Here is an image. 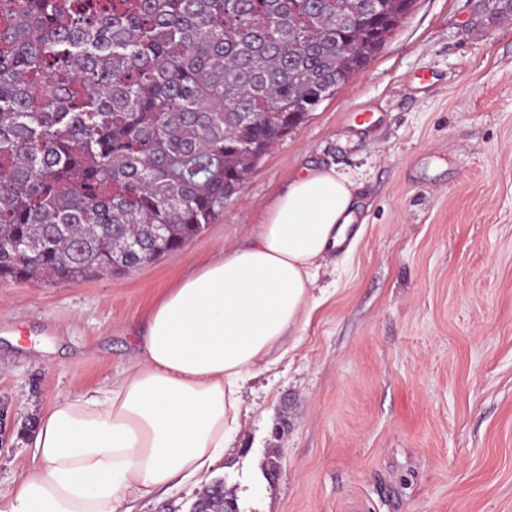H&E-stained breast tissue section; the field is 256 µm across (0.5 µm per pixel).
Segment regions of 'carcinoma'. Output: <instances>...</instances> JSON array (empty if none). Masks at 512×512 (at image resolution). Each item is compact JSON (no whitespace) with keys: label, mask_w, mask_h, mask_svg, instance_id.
<instances>
[{"label":"carcinoma","mask_w":512,"mask_h":512,"mask_svg":"<svg viewBox=\"0 0 512 512\" xmlns=\"http://www.w3.org/2000/svg\"><path fill=\"white\" fill-rule=\"evenodd\" d=\"M412 3L343 27L363 0H0V277L78 284L139 265L131 239L178 252Z\"/></svg>","instance_id":"cac0c4a2"}]
</instances>
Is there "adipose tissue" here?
Listing matches in <instances>:
<instances>
[{
	"label": "adipose tissue",
	"mask_w": 512,
	"mask_h": 512,
	"mask_svg": "<svg viewBox=\"0 0 512 512\" xmlns=\"http://www.w3.org/2000/svg\"><path fill=\"white\" fill-rule=\"evenodd\" d=\"M355 211L336 170L293 177L244 245L164 289L133 366L41 415L33 465L0 491V512H131L129 500L211 484L242 427L245 383L319 305L317 271L346 245Z\"/></svg>",
	"instance_id": "obj_1"
}]
</instances>
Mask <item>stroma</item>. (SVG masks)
Instances as JSON below:
<instances>
[{
	"label": "stroma",
	"mask_w": 512,
	"mask_h": 512,
	"mask_svg": "<svg viewBox=\"0 0 512 512\" xmlns=\"http://www.w3.org/2000/svg\"><path fill=\"white\" fill-rule=\"evenodd\" d=\"M492 8L414 0L176 254L77 285L0 278V491L58 397L134 362L164 288L331 167L362 233L321 269L298 346L248 382L217 479L239 512H512V18Z\"/></svg>",
	"instance_id": "obj_1"
}]
</instances>
